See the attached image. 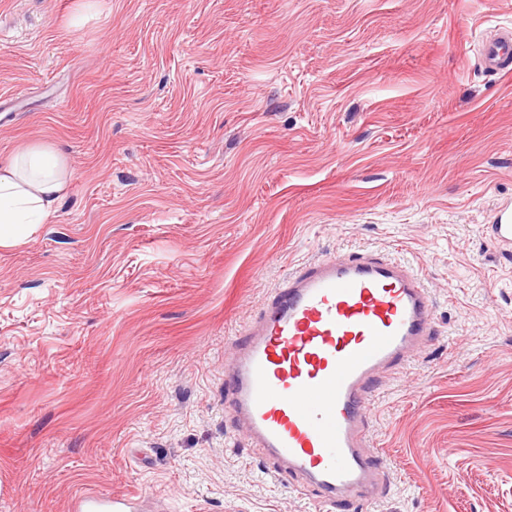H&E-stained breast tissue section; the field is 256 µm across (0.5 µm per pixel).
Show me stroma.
Masks as SVG:
<instances>
[{
    "mask_svg": "<svg viewBox=\"0 0 512 512\" xmlns=\"http://www.w3.org/2000/svg\"><path fill=\"white\" fill-rule=\"evenodd\" d=\"M512 0H0V163L66 159L0 247V512H319L233 428L224 349L301 266L416 270L426 349L375 391L388 494L512 512ZM503 31L482 42L480 60L483 68L498 75L512 73V27L503 26ZM492 237L497 246L501 249L512 248V209L503 207L494 214ZM135 508V503L126 496L102 497L96 492L76 495L71 502V512H127Z\"/></svg>",
    "mask_w": 512,
    "mask_h": 512,
    "instance_id": "stroma-1",
    "label": "stroma"
}]
</instances>
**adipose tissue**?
I'll list each match as a JSON object with an SVG mask.
<instances>
[{"mask_svg": "<svg viewBox=\"0 0 512 512\" xmlns=\"http://www.w3.org/2000/svg\"><path fill=\"white\" fill-rule=\"evenodd\" d=\"M67 184V163L48 146H29L0 165V246L21 242L47 223Z\"/></svg>", "mask_w": 512, "mask_h": 512, "instance_id": "obj_1", "label": "adipose tissue"}]
</instances>
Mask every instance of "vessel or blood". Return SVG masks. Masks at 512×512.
I'll return each instance as SVG.
<instances>
[{
	"instance_id": "b4317fda",
	"label": "vessel or blood",
	"mask_w": 512,
	"mask_h": 512,
	"mask_svg": "<svg viewBox=\"0 0 512 512\" xmlns=\"http://www.w3.org/2000/svg\"><path fill=\"white\" fill-rule=\"evenodd\" d=\"M483 68L512 73V27L482 42ZM492 237L512 248V209ZM421 277L391 259L340 254L289 276L243 339L224 352V401L240 433L275 460L276 477L315 487L322 503L375 499L387 469L366 426L379 375L410 361L433 330ZM131 498L76 495L70 512H133Z\"/></svg>"
}]
</instances>
